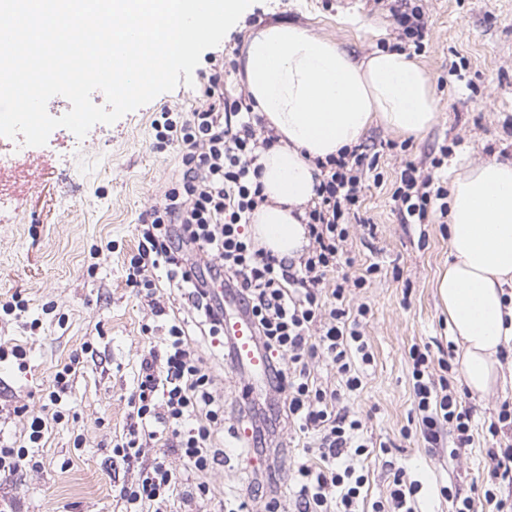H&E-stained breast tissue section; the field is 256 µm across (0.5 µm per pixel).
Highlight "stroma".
I'll return each instance as SVG.
<instances>
[{"label":"stroma","instance_id":"stroma-1","mask_svg":"<svg viewBox=\"0 0 512 512\" xmlns=\"http://www.w3.org/2000/svg\"><path fill=\"white\" fill-rule=\"evenodd\" d=\"M411 9L420 11L428 28L419 49L399 38L393 18L394 11ZM276 21L331 38L357 59L405 51L423 67L438 99V118L421 135L407 138L377 122L361 140L377 154L382 176L381 183L366 186L360 208L361 219L376 230L353 227L348 249L354 264L340 271L354 276L375 263L380 272L350 297L351 307L370 309L362 331L374 359L361 388L343 401L361 419L364 437L386 443L389 460L419 482L421 512H453L439 489L449 483L481 487L486 450L494 444L488 425L501 402L512 398V380L467 398L474 413L472 443L456 460L433 452L419 433L410 432L411 347H428L435 359L449 352L455 366L462 350L434 288L448 264V231L436 216L425 224L400 223L392 193L409 161L432 171L445 188L471 166L512 161V0H254L222 42L203 52L199 70L208 69L214 56L233 59L244 37ZM203 101L200 86L182 83L113 124L95 125L85 138L55 129L22 193L0 189V302L16 294L27 304L22 319L0 318V341L28 352L25 367L0 365V403L25 404L31 414H43L57 369L84 342L97 350L79 364L58 403L61 422L49 423L21 469L0 479V498L12 501L16 512L126 510L120 491L137 481L139 468L113 455L112 440L126 424L138 363L153 340L147 331L153 316L127 287L124 263L136 249L142 214L162 201L179 172L176 148L154 149L151 122L161 110L185 112ZM443 146L448 156L432 168ZM35 318L39 328L25 329ZM199 348L224 397L226 427L255 409L265 442L248 455L230 433H220L221 463L207 476L214 492L204 500L188 497L199 477L173 459L179 494L168 512H224L225 491L245 492L261 458L276 448L287 454L262 480L265 488L289 490L303 441L280 418L278 395L265 383L247 386L232 360L222 359L209 343ZM79 434L85 442L77 448Z\"/></svg>","mask_w":512,"mask_h":512}]
</instances>
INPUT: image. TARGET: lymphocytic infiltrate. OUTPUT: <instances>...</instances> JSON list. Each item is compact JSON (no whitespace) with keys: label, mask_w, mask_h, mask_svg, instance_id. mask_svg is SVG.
Returning <instances> with one entry per match:
<instances>
[{"label":"lymphocytic infiltrate","mask_w":512,"mask_h":512,"mask_svg":"<svg viewBox=\"0 0 512 512\" xmlns=\"http://www.w3.org/2000/svg\"><path fill=\"white\" fill-rule=\"evenodd\" d=\"M202 85V105L164 110L153 121L158 145L179 148L181 169L143 218L137 252L125 270L127 285L141 290L165 324L160 343L139 360L127 421L112 448L139 466L137 483L123 487L121 496L131 512H167L178 486L172 453L201 475L197 498L212 492L205 477L220 463L214 444L224 427V400L189 330L197 328L217 349L229 351L224 311L211 293L226 284L236 288L268 354L271 386L283 397L281 413L311 441L295 472L294 512H359L368 473L356 462L375 456L376 448L341 398L361 388L373 355L360 329L368 309L350 310L347 294L349 287H364L378 267L369 265L349 283L329 275L346 252L373 167L356 149L323 164L318 198L307 213L309 250L295 260L277 259L255 246L246 227L263 200L257 160L278 138L245 98H225L223 71L203 74ZM447 197L432 174L412 163L393 192L405 224L423 223L432 210L447 216ZM163 285L179 292L186 313L167 312L157 301ZM410 358L420 432L434 448L451 438L448 456L456 458L472 442V410L450 378L449 364L433 370L428 351L417 347ZM322 361L335 368L341 388L318 384L313 370ZM158 446L163 455L145 460L146 448ZM488 455L492 464L481 499L492 512H512V495L503 492L512 486V448H492ZM390 473L389 496L373 503V512H417V482L407 480L402 468Z\"/></svg>","instance_id":"lymphocytic-infiltrate-1"}]
</instances>
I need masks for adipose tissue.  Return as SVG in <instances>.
I'll list each match as a JSON object with an SVG mask.
<instances>
[{
  "instance_id": "1",
  "label": "adipose tissue",
  "mask_w": 512,
  "mask_h": 512,
  "mask_svg": "<svg viewBox=\"0 0 512 512\" xmlns=\"http://www.w3.org/2000/svg\"><path fill=\"white\" fill-rule=\"evenodd\" d=\"M243 67L254 111L279 137L258 160L266 201L249 233L281 259L309 245L302 217L317 196L318 160L357 145L373 122L417 136L437 118L428 76L401 51L356 60L330 38L274 23L250 34ZM435 288L463 348L465 385L488 391L500 378L499 352L512 345V162L487 161L455 178L448 266Z\"/></svg>"
}]
</instances>
